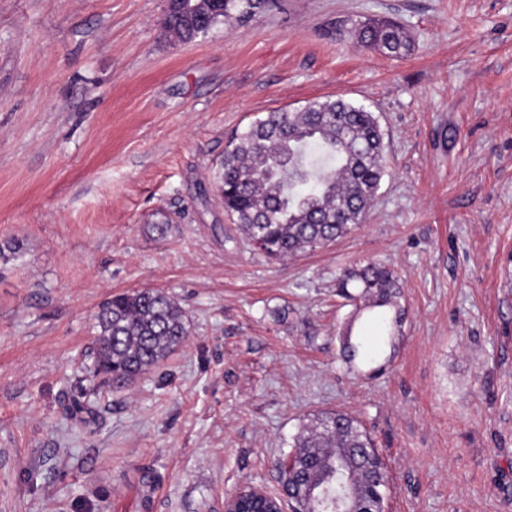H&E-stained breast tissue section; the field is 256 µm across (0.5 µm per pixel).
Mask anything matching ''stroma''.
Here are the masks:
<instances>
[{
    "label": "stroma",
    "mask_w": 512,
    "mask_h": 512,
    "mask_svg": "<svg viewBox=\"0 0 512 512\" xmlns=\"http://www.w3.org/2000/svg\"><path fill=\"white\" fill-rule=\"evenodd\" d=\"M166 8L0 0V512H224L333 410L374 438L389 512H512V0H278L189 43ZM372 17L410 54L337 36ZM327 97L378 116L381 188L349 235L267 258L209 174L256 116ZM366 261L399 275L396 338L336 295ZM142 288L184 344L70 419L94 313Z\"/></svg>",
    "instance_id": "obj_1"
}]
</instances>
